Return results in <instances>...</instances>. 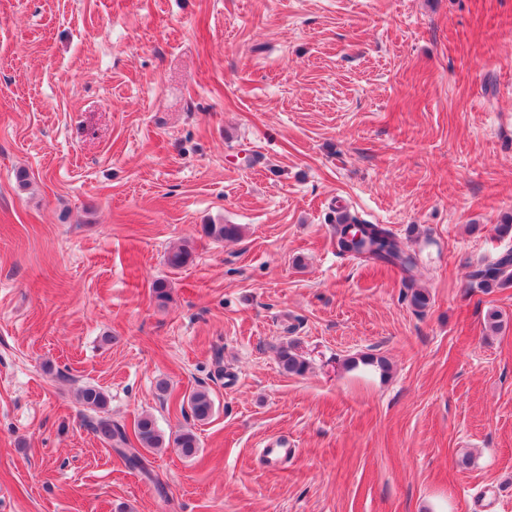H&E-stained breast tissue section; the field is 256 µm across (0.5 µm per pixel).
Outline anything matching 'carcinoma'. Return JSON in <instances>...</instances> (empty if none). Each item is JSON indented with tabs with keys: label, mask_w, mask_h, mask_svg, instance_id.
Listing matches in <instances>:
<instances>
[{
	"label": "carcinoma",
	"mask_w": 512,
	"mask_h": 512,
	"mask_svg": "<svg viewBox=\"0 0 512 512\" xmlns=\"http://www.w3.org/2000/svg\"><path fill=\"white\" fill-rule=\"evenodd\" d=\"M354 222L355 218L349 216L345 221L333 225L332 241L336 251L368 264H384L400 269L403 273L401 284L404 298L417 310L426 308L429 303L428 294L419 286L414 274L418 266L417 257L404 251L393 231L384 224H364L360 238L348 237V227ZM203 232L213 241L222 242L240 237L242 228L238 224H207L203 227ZM191 257L190 247L186 244L180 245L168 253L167 264L178 270L186 266ZM469 277L473 284L483 290L512 286V251L500 254L491 263L475 267ZM277 358L282 371L289 375H301L308 368L307 362L288 347L279 348ZM78 397L81 404L92 411L101 409L106 404V396L94 386L88 385L80 389ZM189 409L196 421L209 420L214 413V400L210 392L205 388L192 391L189 395ZM87 426L115 450L127 465L146 470L144 457L132 445L124 426L104 416L87 419ZM134 435L140 446L147 450L162 448L171 443L187 457L198 451L197 437L192 430L182 429L166 437L150 415H144L137 420Z\"/></svg>",
	"instance_id": "1"
}]
</instances>
